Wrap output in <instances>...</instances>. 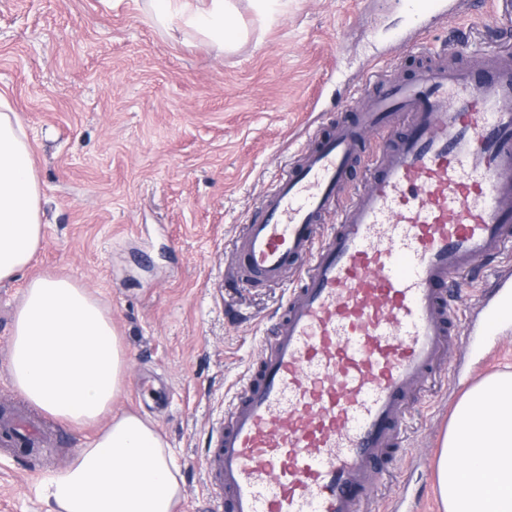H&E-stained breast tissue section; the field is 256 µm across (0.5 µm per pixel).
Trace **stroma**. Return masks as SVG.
Masks as SVG:
<instances>
[{
  "mask_svg": "<svg viewBox=\"0 0 512 512\" xmlns=\"http://www.w3.org/2000/svg\"><path fill=\"white\" fill-rule=\"evenodd\" d=\"M224 54L169 32L147 0H0V100L21 118L41 186L35 263L0 284V364L28 279L69 276L110 311L127 358L113 413L152 421L179 470L175 512H224L209 483L212 436L297 284L242 282L235 245L263 197L368 80L409 78L443 48L469 65L512 51V0L421 15L414 0H288ZM422 29L417 44L400 38ZM512 368V323L476 326L461 355L416 394L402 443L372 485L388 502L444 512L437 464L463 394ZM97 425L58 424L53 452L0 445V512H47L42 480Z\"/></svg>",
  "mask_w": 512,
  "mask_h": 512,
  "instance_id": "obj_1",
  "label": "stroma"
}]
</instances>
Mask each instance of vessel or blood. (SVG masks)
<instances>
[{
	"mask_svg": "<svg viewBox=\"0 0 512 512\" xmlns=\"http://www.w3.org/2000/svg\"><path fill=\"white\" fill-rule=\"evenodd\" d=\"M512 52L478 67L426 60L376 79L267 194L235 254L254 287L297 273L216 432L224 512H365L399 445L412 390L465 345L450 286L512 251ZM383 135L348 192L367 131ZM336 223L325 236V215ZM512 266L476 305L512 319ZM49 424L0 411V440L33 454Z\"/></svg>",
	"mask_w": 512,
	"mask_h": 512,
	"instance_id": "1",
	"label": "vessel or blood"
}]
</instances>
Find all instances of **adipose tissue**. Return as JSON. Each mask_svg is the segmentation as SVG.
<instances>
[{"label": "adipose tissue", "instance_id": "adipose-tissue-1", "mask_svg": "<svg viewBox=\"0 0 512 512\" xmlns=\"http://www.w3.org/2000/svg\"><path fill=\"white\" fill-rule=\"evenodd\" d=\"M152 20L208 37L220 51L246 36L233 0H149ZM43 244L40 184L20 117L0 113V283L15 281ZM4 365L15 392L59 422L106 421L40 494L48 512H174L181 494L168 444L133 413L113 416L127 370L110 312L72 278L27 281ZM438 488L446 512H512V372L489 376L457 404Z\"/></svg>", "mask_w": 512, "mask_h": 512}]
</instances>
